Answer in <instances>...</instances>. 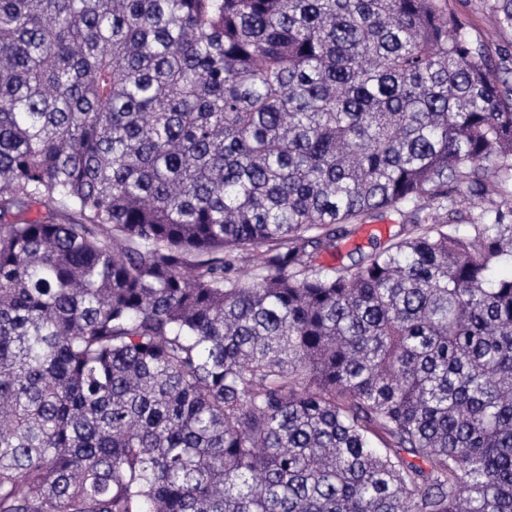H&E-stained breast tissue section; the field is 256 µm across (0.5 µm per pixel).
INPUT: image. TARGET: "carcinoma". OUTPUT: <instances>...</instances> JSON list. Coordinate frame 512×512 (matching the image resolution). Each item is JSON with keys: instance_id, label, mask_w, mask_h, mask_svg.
Listing matches in <instances>:
<instances>
[{"instance_id": "1", "label": "carcinoma", "mask_w": 512, "mask_h": 512, "mask_svg": "<svg viewBox=\"0 0 512 512\" xmlns=\"http://www.w3.org/2000/svg\"><path fill=\"white\" fill-rule=\"evenodd\" d=\"M509 266L448 0H0V512H512ZM399 221V216L387 213L383 220L374 221L372 224L350 226L354 229L352 236L338 244L336 253H322L318 263L324 266H337L342 263L350 265L353 260L358 259V254L355 252L357 246L364 251H369L371 237H377L382 243H386L390 237L400 232L402 226Z\"/></svg>"}]
</instances>
